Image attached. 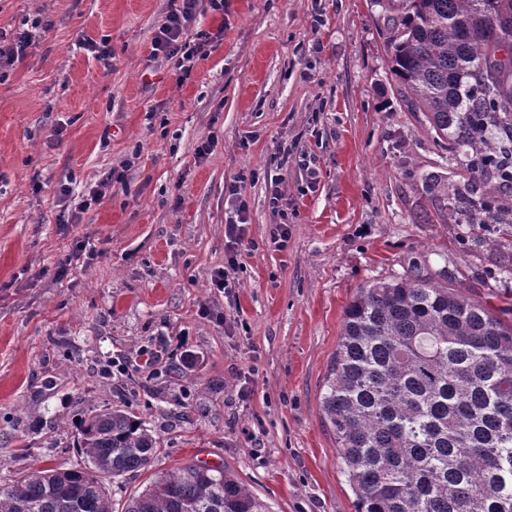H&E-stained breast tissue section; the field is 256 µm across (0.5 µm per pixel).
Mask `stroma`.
<instances>
[{
    "mask_svg": "<svg viewBox=\"0 0 512 512\" xmlns=\"http://www.w3.org/2000/svg\"><path fill=\"white\" fill-rule=\"evenodd\" d=\"M166 6L0 0L2 33L50 23L0 81V484L76 467L78 420L123 402L159 438L157 470L203 460L275 512H355L321 409L345 307L416 264L511 309L512 224L449 223L425 193L429 173L453 190L468 172L403 107L373 0H224L198 16L224 36L182 84L144 71ZM104 39L107 60L87 48ZM120 165L126 188L77 210ZM250 171L219 290L225 187ZM78 244L92 264L59 275ZM244 178L242 176L232 179L227 187L228 199L235 205V219L229 220L224 226V237L227 242V249L224 253V270L219 271L212 278L213 288L235 287V277L237 269L240 266L238 246L242 244L245 236V224H247L248 206L242 197V185Z\"/></svg>",
    "mask_w": 512,
    "mask_h": 512,
    "instance_id": "stroma-1",
    "label": "stroma"
}]
</instances>
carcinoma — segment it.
<instances>
[{"instance_id": "obj_1", "label": "carcinoma", "mask_w": 512, "mask_h": 512, "mask_svg": "<svg viewBox=\"0 0 512 512\" xmlns=\"http://www.w3.org/2000/svg\"><path fill=\"white\" fill-rule=\"evenodd\" d=\"M391 14L389 65L470 179L457 224H512V0H373ZM428 193L448 199L438 175ZM356 512H512V322L486 301L409 270L359 289L321 396ZM149 423L115 406L80 420L78 468H30L0 512H112L106 482L147 473L125 512H272L220 465L153 472Z\"/></svg>"}]
</instances>
